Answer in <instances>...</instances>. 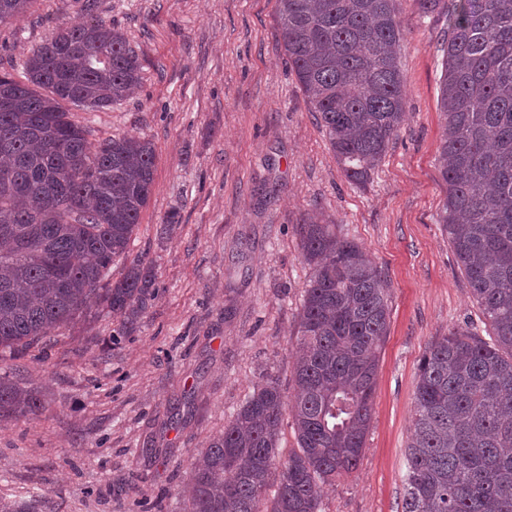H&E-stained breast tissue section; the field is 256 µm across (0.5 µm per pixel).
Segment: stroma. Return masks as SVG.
<instances>
[{"label":"stroma","mask_w":512,"mask_h":512,"mask_svg":"<svg viewBox=\"0 0 512 512\" xmlns=\"http://www.w3.org/2000/svg\"><path fill=\"white\" fill-rule=\"evenodd\" d=\"M406 121L369 183L350 182L295 74L277 0H33L0 24V71L53 30L96 17L142 63L112 107H69L88 140L135 136L155 150L154 183L129 257L158 295L129 335L95 307L46 349L0 351V377L41 391L44 409L0 419V500L24 512H184L193 456L260 383L293 395L309 268L296 226L324 215L369 253L389 288L372 419L351 476L324 486L321 512H402L418 368L428 345L482 318L438 216L442 38L449 17L397 0ZM172 233L160 226L170 211Z\"/></svg>","instance_id":"obj_1"}]
</instances>
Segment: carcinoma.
<instances>
[{
  "mask_svg": "<svg viewBox=\"0 0 512 512\" xmlns=\"http://www.w3.org/2000/svg\"><path fill=\"white\" fill-rule=\"evenodd\" d=\"M31 0H0V23ZM288 63L345 175L357 184L406 118L396 0H277ZM450 13L439 146L448 195L439 223L494 336L454 328L418 371L403 512H512V0H416ZM0 72V349L22 351L87 315L90 303L133 325L155 299L152 263L124 257L154 183V147L132 137L97 147L65 104L99 111L141 85L136 51L90 18L58 28ZM67 83L70 92L61 90ZM310 274L299 314L294 400L267 376L191 462L187 512H319L320 489L352 474L371 423L389 288L356 242L317 216L296 228ZM40 392L0 378V417L34 416ZM291 409L297 449L278 439ZM279 481L265 497L272 471Z\"/></svg>",
  "mask_w": 512,
  "mask_h": 512,
  "instance_id": "obj_1",
  "label": "carcinoma"
}]
</instances>
